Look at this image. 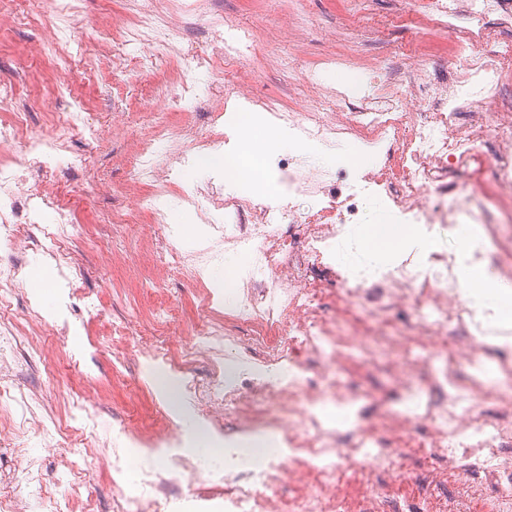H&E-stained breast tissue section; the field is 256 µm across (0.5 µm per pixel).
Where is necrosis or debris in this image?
I'll list each match as a JSON object with an SVG mask.
<instances>
[{"mask_svg": "<svg viewBox=\"0 0 512 512\" xmlns=\"http://www.w3.org/2000/svg\"><path fill=\"white\" fill-rule=\"evenodd\" d=\"M34 15L23 16L18 0H0V18L27 22L46 38L36 54L63 61L88 50L83 27L74 24L78 0H36ZM212 0H143L101 65L118 69L125 48L133 43L164 40L168 58L184 57V45L171 31L190 27L210 13ZM433 17L448 29L463 27L456 44L459 65L443 77L430 61L419 58L397 70L398 77L375 106L356 105L346 93L316 94L304 110L283 106L274 98H252L256 108L299 143L337 144L347 140L381 144L385 158L403 163L400 184L379 177L360 179L349 167L334 176L344 182L343 197L326 190L331 175L316 169L303 174L279 163L289 193L326 200L334 223L320 214L303 218L285 207L252 204L225 196L221 185L199 186L186 202L207 200L224 212L213 225L210 249L173 252L179 270L197 275L215 249L231 245L249 261L245 276L224 288L227 321L205 320L191 344L172 349L156 336L140 342L128 322L112 326L114 367L144 370L158 367L182 380L189 418L208 424L224 441V458L204 464L184 455V430L161 413L163 432L143 441L139 430L121 417L112 419L111 440L91 449L70 448L67 463L74 483L87 472L80 461L93 455L110 473L108 512H512V364L499 360L502 349L477 341V314L461 300L452 258L439 259L423 271L407 258L371 274L336 266V244L357 223L365 199L382 196L403 224H454L477 213L492 233L512 237V214L472 210L460 202L455 177L478 155L488 158L493 186L512 195V87L504 81L512 48L490 44L484 32L490 17L512 22V0H428ZM211 52L181 74L183 92L196 89V71L220 59H243L253 50L252 34L235 27L210 26ZM421 111L407 113L408 102ZM492 101L489 111L475 104ZM169 108L147 112L146 145L130 159L133 174L147 188L138 201L140 213L157 227L166 225L162 190L176 166L191 155L216 147L195 135L192 126L169 120ZM0 237L14 244L39 241L40 252L64 277L65 292L75 297L83 276L70 249L77 233L71 208L47 191L51 162L75 139L105 143L109 127L90 122L82 100L60 104L36 129L22 106L15 80H0ZM41 199L52 210L54 225L33 233L26 206ZM22 262L0 268V368L32 367L42 361L37 341L19 335L7 309L21 286ZM411 302L420 318L396 322L394 312ZM476 354L470 372L459 358ZM444 369H436L435 360ZM206 373H198V361ZM376 367L397 378L386 427L375 426L361 405L360 394L341 381L353 365ZM356 405V419L346 427L328 428L320 415L324 402ZM491 402L492 413L477 410ZM425 427L427 440L413 445L410 433ZM262 432L279 450L255 462L241 448V437ZM149 446L152 459L128 479L132 449ZM435 461L432 470L415 471L413 458ZM372 462L373 474L362 470ZM467 472L470 480L457 493L446 491L449 478ZM413 479L416 490L403 496L395 481ZM293 485L283 495L285 485Z\"/></svg>", "mask_w": 512, "mask_h": 512, "instance_id": "4bbe7bcc", "label": "necrosis or debris"}]
</instances>
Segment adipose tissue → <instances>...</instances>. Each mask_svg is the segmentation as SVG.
<instances>
[{
    "label": "adipose tissue",
    "mask_w": 512,
    "mask_h": 512,
    "mask_svg": "<svg viewBox=\"0 0 512 512\" xmlns=\"http://www.w3.org/2000/svg\"><path fill=\"white\" fill-rule=\"evenodd\" d=\"M241 149L237 155H211L204 163L210 168L224 169L231 176H244L252 195L269 198L278 192L272 178L268 155L280 144L277 133L267 131L253 121H245L240 131ZM458 249L455 253V275L476 312L489 311L498 326H512V290L488 276L482 256L486 250V237L477 224H459L455 227ZM419 248L422 253L434 249L415 224H365L352 240L336 246L339 260L363 270L379 268L387 259L395 257L406 246Z\"/></svg>",
    "instance_id": "adipose-tissue-1"
}]
</instances>
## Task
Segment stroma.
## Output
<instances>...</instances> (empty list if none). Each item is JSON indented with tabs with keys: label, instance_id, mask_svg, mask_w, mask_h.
<instances>
[{
	"label": "stroma",
	"instance_id": "35a3bbf8",
	"mask_svg": "<svg viewBox=\"0 0 512 512\" xmlns=\"http://www.w3.org/2000/svg\"><path fill=\"white\" fill-rule=\"evenodd\" d=\"M81 7L88 37L100 42L111 41L114 26L125 22L134 9L129 0H82ZM211 18L249 26L257 44L251 57L222 61L213 73L198 77L200 93L223 94L224 109L232 114L225 129L228 139L221 148L227 156L237 149L243 115L262 123L267 120L264 113L250 110L236 96V89L273 97L298 109L304 104V91L331 95L350 87L353 72L349 68L336 65L322 69V60L332 55L349 53L358 64L368 66L392 54L403 62L421 52L439 71H449L455 64L454 36L415 0H356L352 8L347 0H215ZM33 36L32 30L21 28L11 41L0 44V77L20 76L18 92L23 99L35 100L32 121L38 127L44 113L55 105L53 63L47 58L30 62L27 49ZM173 37L184 43L187 56L163 58L164 48L159 44L128 47L131 58L159 56L158 65L150 70L122 69L96 81L87 80L84 65L72 70L73 86L87 100L95 121L111 125L112 135L100 146L73 142V154L91 155L92 162L73 175L56 170L52 186L74 209L79 234L72 251L85 271V288L100 296L105 312L95 315L81 300L67 299L55 266L33 250L25 253L28 264L23 286L11 304L21 333L40 340L48 361L59 371L55 378H24L19 382L20 387L37 391L43 405V423L51 430L58 426L78 429V422L70 416L68 399L83 390L102 408V427L111 428L113 416L118 415L143 434L151 433L163 401L150 385L139 384L130 371L119 373L113 369L110 347L103 345L98 363L83 373L70 370L67 358L83 349L88 340L104 341L113 322L128 316L134 317L138 332L155 335L159 329L152 316L158 308L151 295L156 291L177 308L175 318L160 331L172 348L188 343L191 330L201 321L200 306L213 280L207 273L196 282L172 272L162 258L166 245L193 250L207 242V225L180 196L197 183L216 178L223 181L225 192L245 200L250 197L244 178L227 177L220 169L200 168L194 160L179 170L169 187L164 229L151 227L148 217L136 211V202L145 188L134 182L127 159L149 134L138 114L145 108L162 106L165 87L174 85L194 56L207 50L204 28L178 30ZM288 158L302 170L312 166L332 168L341 158L361 173L377 171L384 165L379 149L357 144L340 155L311 144L301 151L283 145L270 153L269 162L274 165ZM116 213L134 216L135 221L113 223ZM29 302L46 319L68 321L66 338L45 333L40 324L30 321L25 309ZM13 443L29 449L46 474L69 483L59 450L44 447L30 426H18Z\"/></svg>",
	"mask_w": 512,
	"mask_h": 512
}]
</instances>
